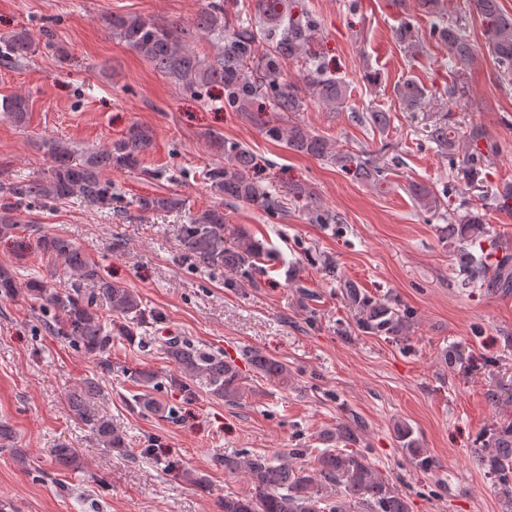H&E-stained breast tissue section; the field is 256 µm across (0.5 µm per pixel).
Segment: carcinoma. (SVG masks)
Returning <instances> with one entry per match:
<instances>
[{"instance_id": "1", "label": "carcinoma", "mask_w": 512, "mask_h": 512, "mask_svg": "<svg viewBox=\"0 0 512 512\" xmlns=\"http://www.w3.org/2000/svg\"><path fill=\"white\" fill-rule=\"evenodd\" d=\"M296 0H257L266 16L267 26L258 31L245 24L230 8L211 6L203 10L197 22L199 30L224 37V49L214 60L201 58L184 43L186 30L178 26H160L139 16L111 15L105 19L112 32L170 78L184 91L198 92L206 84H224V105L244 110L259 99L274 102L278 112H300L305 105V93L313 91L318 99L335 108L344 106L347 98L345 84L327 74L313 50L311 25L292 17L291 6ZM419 11L432 18L430 36L448 48V55L461 66L477 57L465 27L459 21L441 19V0H417ZM472 11L481 18L487 36L489 52L498 65V79L512 85V15L505 13L499 0H469ZM395 38L403 48L417 53L419 30L414 19L403 18L395 30ZM32 41L25 33L4 40L0 52L15 59L31 53ZM302 63L301 83L279 81L288 62ZM399 99L411 107L425 102L427 89L411 78L397 86ZM28 100L14 95L0 100V110L17 123L25 121ZM266 134L284 143L289 150L314 157H329L342 163L354 177L372 181L384 178L382 167L364 161L353 153H329L327 140L311 133L299 123L288 129L279 125L266 126ZM427 137L448 151L449 169L463 176L465 189L484 192L486 184L480 175L491 164L497 144L483 127L472 125L465 132L464 148H459L457 128L448 121L430 126ZM153 140V130L145 125L132 124L126 135L106 148L76 154L61 142L46 139L43 149L49 166L43 175L20 183L8 184L7 190L16 198L14 213L0 215V232L23 223L19 212L42 200L75 199L98 209L132 211L144 215L182 208L176 197L140 196L126 200L112 192V182L103 172L112 168L135 169L141 156ZM213 143L224 151V167L209 172L214 192L226 199L240 201L276 213L282 201L257 185L249 176L254 157L241 143L216 137ZM294 194L305 198L308 214L317 224H339L342 218L320 208L313 192L294 188ZM495 206L512 215V183L496 186L491 192ZM442 238L460 245L459 285L462 288H512V247L493 241L483 210L466 208L440 228ZM39 248L63 260L65 265L84 281L96 286L90 299L79 296L77 290L50 288L42 282L27 287L28 295L48 313L47 329L64 336L87 356L95 359L106 371L112 366L108 355L112 348V330L105 326L99 305L107 306L113 314L125 320L117 325L122 336L133 337L134 328L146 319L158 325L161 313L149 314L138 295L119 284L101 278L82 250L71 240L57 235H42ZM178 247L184 258L211 269L255 279L264 273L263 243L245 230L224 223V211L206 209L181 225ZM347 296L357 311L356 324L360 330L374 336L405 339L414 321V311L401 306L393 298H374L358 288H347ZM161 351L181 371V377L170 381L183 397L189 398L194 389L188 380L204 376L210 395L219 400L233 401L243 396L245 376L235 361L220 354L196 347L178 336L161 340ZM249 365L254 372L273 381L288 380V366L261 351H253ZM100 396L97 382L88 380L71 392L69 404L76 417L89 427L95 439L105 448L125 450L122 432L112 422L89 409L90 401ZM361 425L357 418L342 422L336 430L323 434L322 441L354 443ZM394 435L400 447L418 468L427 471L432 461L421 448L413 430L398 423ZM54 462L62 467H78L73 449L61 443L51 450ZM476 461L484 475L491 479V490L498 495L505 509L512 510V422L491 428L480 438ZM315 468L310 471L290 464H276L265 456L240 452L224 457V468L240 470L250 479L253 493L243 498L226 496L220 503L221 512H351L359 505L364 512H409L406 497L392 484L378 476L369 458L360 450L333 446L318 450ZM336 488V496L328 494Z\"/></svg>"}]
</instances>
